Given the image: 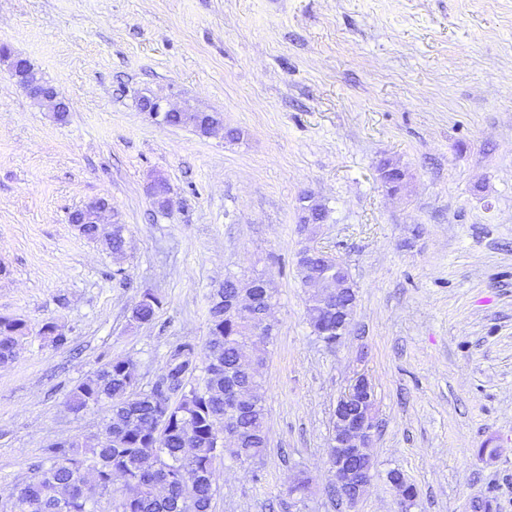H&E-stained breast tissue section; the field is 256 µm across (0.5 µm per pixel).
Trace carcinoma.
<instances>
[{
  "instance_id": "1",
  "label": "carcinoma",
  "mask_w": 512,
  "mask_h": 512,
  "mask_svg": "<svg viewBox=\"0 0 512 512\" xmlns=\"http://www.w3.org/2000/svg\"><path fill=\"white\" fill-rule=\"evenodd\" d=\"M80 234L104 241L115 255L124 252L123 227L103 236L93 224L79 226ZM302 284L318 282L332 275L331 266L318 257L297 263ZM241 292L237 282L227 279L210 309L209 335L202 384L192 385L188 375L196 369V346L184 342L168 355L165 375L148 390L137 386L134 365L115 359L79 383L71 392L68 406L80 412L107 403L110 415L91 446L78 441L52 444L45 449V463L16 489L6 512H96L86 490L96 488L103 496L120 497L121 510L113 512H210L215 489L216 460L227 454L243 462L261 457L266 446L265 406L254 391L261 387L257 368L241 362L243 347L252 339L254 328L272 292L255 289L247 310L227 311L224 299ZM308 321L313 333L332 346L336 336V311L326 308L324 295H308ZM160 301L151 292L141 295L131 309V320L153 321ZM27 323L0 317V364L11 362ZM179 399L168 408L167 422L158 426L162 398L169 393ZM236 419L240 432L234 446L224 447V413ZM122 479L119 487L113 478ZM390 479L401 499L411 502L416 488L399 471Z\"/></svg>"
}]
</instances>
